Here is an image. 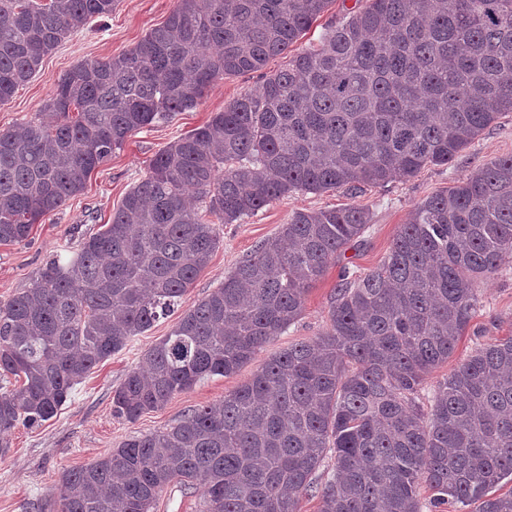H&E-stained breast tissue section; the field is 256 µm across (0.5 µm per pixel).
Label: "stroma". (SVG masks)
I'll return each mask as SVG.
<instances>
[{"mask_svg":"<svg viewBox=\"0 0 512 512\" xmlns=\"http://www.w3.org/2000/svg\"><path fill=\"white\" fill-rule=\"evenodd\" d=\"M176 5L177 0H117L111 15L95 19L83 31L60 43L44 57L36 75L0 105V131L33 118L59 80L74 66L84 61L105 60L132 48L149 29L163 23ZM284 64V57L278 56L270 59L261 71L224 78L196 108L175 113L132 135L107 163L92 173L84 191L44 216L33 226L26 241L0 244V304L28 287L47 261H69L85 237L109 223L126 192L145 178L146 164L156 152L177 136L206 123L229 101L256 91L266 75ZM506 155H512V113L485 129L450 164L425 168L410 180L367 186L354 195L340 190L321 194L296 192L240 223L218 225L222 244L183 296L181 310L192 308L217 288L255 245L275 236L295 212L359 205L372 213L365 245L348 249L339 263L330 265L307 293L300 319L236 374L204 379L164 408L146 413L137 421L114 416V390L129 370L141 365L144 351L170 332L176 322L171 315L155 322L144 335L134 337L125 350L100 363L76 386L57 415L32 426H17L10 436L8 454L0 458V512H58L54 493L63 470L103 457L129 436L169 428L190 410L222 400L249 380L260 362L288 344L322 334L329 325L330 298L340 282L341 269H348L350 276L355 277L377 267L414 204ZM505 336H512V258L503 263L497 275L482 284L476 315L454 355L426 377L424 397H431L439 383L477 347Z\"/></svg>","mask_w":512,"mask_h":512,"instance_id":"1","label":"stroma"}]
</instances>
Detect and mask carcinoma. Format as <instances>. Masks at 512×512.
<instances>
[{
    "label": "carcinoma",
    "instance_id": "cac0c4a2",
    "mask_svg": "<svg viewBox=\"0 0 512 512\" xmlns=\"http://www.w3.org/2000/svg\"><path fill=\"white\" fill-rule=\"evenodd\" d=\"M333 0H178L132 49L77 65L48 115L0 131V244L80 194L134 133L227 76L287 57L258 91L156 153L112 221L0 305V456L93 369L175 311L237 224L296 192L356 194L443 166L512 112V0H369L288 56ZM115 0H0V104ZM372 222L299 211L184 311L113 392L130 422L230 376L301 317L305 295ZM512 255V155L417 203L384 261L343 277L329 328L270 357L224 400L65 470L59 512H151L173 482L201 512H512V337L478 347L422 401ZM335 473L316 472L327 454Z\"/></svg>",
    "mask_w": 512,
    "mask_h": 512
}]
</instances>
